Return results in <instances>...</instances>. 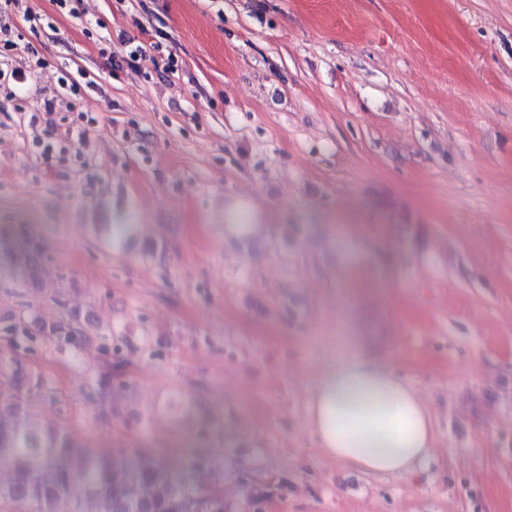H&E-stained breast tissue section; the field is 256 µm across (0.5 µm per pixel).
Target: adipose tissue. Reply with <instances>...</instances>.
<instances>
[{"instance_id":"adipose-tissue-1","label":"adipose tissue","mask_w":512,"mask_h":512,"mask_svg":"<svg viewBox=\"0 0 512 512\" xmlns=\"http://www.w3.org/2000/svg\"><path fill=\"white\" fill-rule=\"evenodd\" d=\"M307 416L326 456L372 475L415 474L436 442L422 396L361 346L321 372Z\"/></svg>"}]
</instances>
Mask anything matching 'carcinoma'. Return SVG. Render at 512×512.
I'll return each mask as SVG.
<instances>
[{"label":"carcinoma","mask_w":512,"mask_h":512,"mask_svg":"<svg viewBox=\"0 0 512 512\" xmlns=\"http://www.w3.org/2000/svg\"><path fill=\"white\" fill-rule=\"evenodd\" d=\"M38 333L63 350L76 344L82 329L73 317ZM0 379L9 388L0 403V465L12 471L10 481L0 483V512L17 505L30 512H229L221 489L208 495L197 485L171 480L151 461L124 468L108 458L77 453L64 433L19 425L12 415L27 410L31 398L50 392L48 382L6 354L0 356ZM93 386L101 405L109 406L112 362L103 363ZM76 466L85 473L80 486L72 480Z\"/></svg>","instance_id":"1"}]
</instances>
